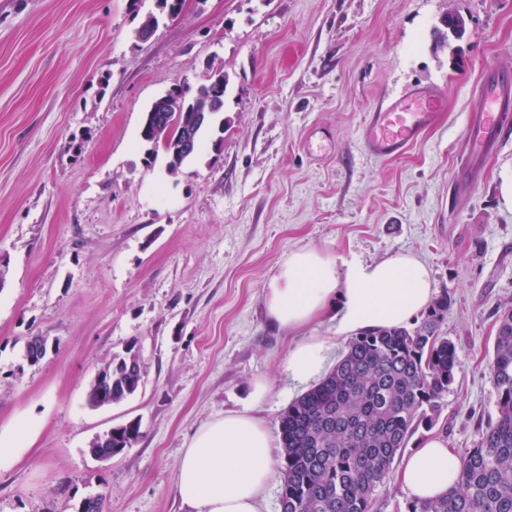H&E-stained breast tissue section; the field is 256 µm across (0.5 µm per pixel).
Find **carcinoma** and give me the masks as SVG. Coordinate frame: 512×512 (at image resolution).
Wrapping results in <instances>:
<instances>
[{
  "instance_id": "carcinoma-1",
  "label": "carcinoma",
  "mask_w": 512,
  "mask_h": 512,
  "mask_svg": "<svg viewBox=\"0 0 512 512\" xmlns=\"http://www.w3.org/2000/svg\"><path fill=\"white\" fill-rule=\"evenodd\" d=\"M180 0H157L136 37L179 10ZM229 83L224 66L209 65L194 92L182 87L155 98L140 129L144 161L152 165L164 152L165 171L177 176L198 157L204 135L224 133L214 102L224 101ZM195 133L186 149L182 131ZM451 296L435 298L420 324L360 334L321 381L281 413L279 440L283 484L280 512H371L372 494L396 455L421 427L432 429L442 401L455 380V344L438 333ZM136 343L98 371L88 403H100L98 391L120 403L133 396L142 378L135 363ZM497 414L479 443L463 455L459 483L448 494L410 501L407 512H512V310L499 316L490 364ZM142 436L131 421L112 428V454L130 448Z\"/></svg>"
}]
</instances>
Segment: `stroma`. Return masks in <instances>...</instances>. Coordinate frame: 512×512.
Masks as SVG:
<instances>
[{"instance_id": "obj_1", "label": "stroma", "mask_w": 512, "mask_h": 512, "mask_svg": "<svg viewBox=\"0 0 512 512\" xmlns=\"http://www.w3.org/2000/svg\"><path fill=\"white\" fill-rule=\"evenodd\" d=\"M155 0H0V433L34 425L0 461V512H187L174 491L191 433L227 411L278 431L305 391L262 297L288 252L337 262L408 253L452 303L440 326L455 381L435 427L464 453L496 414L489 363L512 308V140L455 181L463 127L493 66H512V0H184L147 41ZM465 21L444 40L442 20ZM229 76L224 143L178 178L146 166L147 106ZM445 92L441 121L396 159L362 150L367 112L409 86ZM47 340L37 364L27 337ZM144 385L86 403L130 340ZM271 392L255 399L252 384ZM142 436L109 461V428ZM112 435V446H106L108 448H96L105 446L108 437ZM142 436L141 424L138 421H131L120 427H113L107 430L102 435L96 437L97 440H102V445H97L96 442L92 443L89 448L90 453L98 454L109 449H112L110 454H98L96 459L101 461H107L112 459V454L117 455L123 452L126 448H131Z\"/></svg>"}]
</instances>
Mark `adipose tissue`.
<instances>
[{
  "label": "adipose tissue",
  "instance_id": "1",
  "mask_svg": "<svg viewBox=\"0 0 512 512\" xmlns=\"http://www.w3.org/2000/svg\"><path fill=\"white\" fill-rule=\"evenodd\" d=\"M436 288L424 263L409 254L338 268L316 248H302L280 261L263 296L267 320L294 340L281 363L298 384L322 377L326 337L308 335L328 308L336 310V336L401 326L427 311ZM280 444L266 423L230 411L200 426L189 438L177 470L176 493L192 512H261L275 476ZM460 457L441 436L419 438L397 472L410 498L430 500L456 486Z\"/></svg>",
  "mask_w": 512,
  "mask_h": 512
}]
</instances>
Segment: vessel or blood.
Returning a JSON list of instances; mask_svg holds the SVG:
<instances>
[{
    "label": "vessel or blood",
    "instance_id": "vessel-or-blood-1",
    "mask_svg": "<svg viewBox=\"0 0 512 512\" xmlns=\"http://www.w3.org/2000/svg\"><path fill=\"white\" fill-rule=\"evenodd\" d=\"M480 91L484 106L465 130L468 161L461 176L465 182L476 179L482 158L512 136V70H492ZM444 100V93L436 87L418 84L379 104L364 122V149L380 158L402 156L437 123Z\"/></svg>",
    "mask_w": 512,
    "mask_h": 512
}]
</instances>
